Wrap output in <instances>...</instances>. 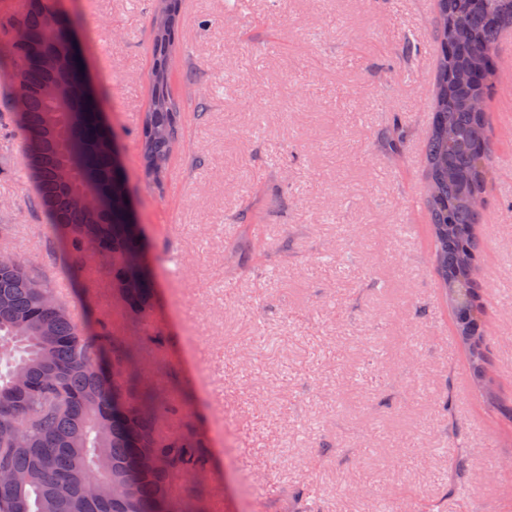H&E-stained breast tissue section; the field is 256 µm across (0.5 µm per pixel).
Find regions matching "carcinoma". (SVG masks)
<instances>
[{
	"mask_svg": "<svg viewBox=\"0 0 512 512\" xmlns=\"http://www.w3.org/2000/svg\"><path fill=\"white\" fill-rule=\"evenodd\" d=\"M153 14L150 105L138 128L144 180L159 189L162 162L179 143L180 102L169 89L177 48L179 0H158ZM59 0H26L23 11L0 18V35L26 28L31 45L0 56V80L31 90L22 112L10 120L27 142L35 201L58 233L66 273L85 266L83 241L99 240L102 257L123 300L134 313L149 311L155 286L129 270L125 256L144 246L131 224L126 193L112 170L117 134L81 94L60 99L50 82L81 84L82 59L65 45L63 26L52 23ZM436 93L427 136L425 192L434 269L440 279L474 386L485 403L512 423V406L494 390L488 365L486 312L474 261L481 250V210L475 199L488 181L490 138L486 113L472 103L487 95L498 74L496 46L512 27V0H437ZM67 170L69 183L59 180ZM72 195L97 206L73 210ZM54 300L44 306L45 297ZM160 332L132 341L111 334L107 323L76 320L68 304L16 257L0 255V423L22 433L0 434V512H198L195 500L172 505L168 484L209 466L194 432L157 431L161 393L145 381L141 344L160 345Z\"/></svg>",
	"mask_w": 512,
	"mask_h": 512,
	"instance_id": "obj_1",
	"label": "carcinoma"
}]
</instances>
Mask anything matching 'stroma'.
Returning a JSON list of instances; mask_svg holds the SVG:
<instances>
[{"label": "stroma", "instance_id": "stroma-1", "mask_svg": "<svg viewBox=\"0 0 512 512\" xmlns=\"http://www.w3.org/2000/svg\"><path fill=\"white\" fill-rule=\"evenodd\" d=\"M118 135L156 294L126 311L103 260L69 277L31 198L22 134L0 136V254L76 318L164 333L146 377L206 473L208 512H512V426L470 386L419 199L435 0H181L171 91L184 123L163 188L143 180L152 0H62ZM486 97L479 264L489 352L512 402V37ZM406 139L382 140L393 119Z\"/></svg>", "mask_w": 512, "mask_h": 512}]
</instances>
